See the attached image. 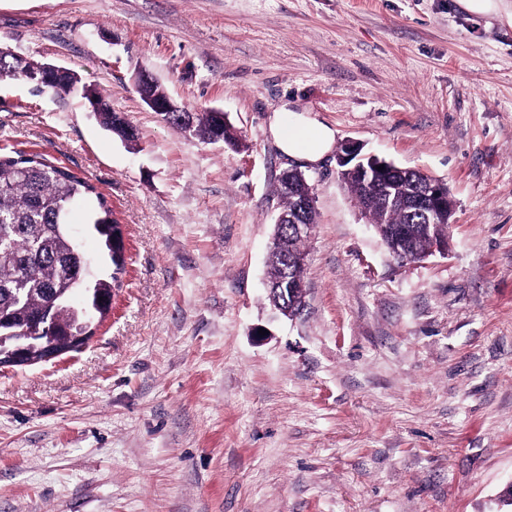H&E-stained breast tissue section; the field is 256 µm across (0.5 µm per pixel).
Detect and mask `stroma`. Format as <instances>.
Here are the masks:
<instances>
[{
    "label": "stroma",
    "instance_id": "obj_1",
    "mask_svg": "<svg viewBox=\"0 0 512 512\" xmlns=\"http://www.w3.org/2000/svg\"><path fill=\"white\" fill-rule=\"evenodd\" d=\"M0 46L96 87L0 80V148L90 181L125 271L80 351L0 368V512H505L512 483V26L456 0H0ZM222 111L239 147L164 123ZM446 181L447 255L391 261L308 167L305 305L266 296L283 103ZM83 88H85V94H82L83 98L86 100L87 104L90 105L93 115L99 120L103 128L126 142H135L137 136L133 138L126 137V130L133 134H136V130L133 128L127 129V125L131 124L125 115L120 112L112 111L109 102L96 88L92 87V96L87 95L89 93L88 86H84Z\"/></svg>",
    "mask_w": 512,
    "mask_h": 512
}]
</instances>
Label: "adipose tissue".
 I'll return each mask as SVG.
<instances>
[{"label":"adipose tissue","instance_id":"1","mask_svg":"<svg viewBox=\"0 0 512 512\" xmlns=\"http://www.w3.org/2000/svg\"><path fill=\"white\" fill-rule=\"evenodd\" d=\"M269 128L283 153L309 165L320 162L336 140L329 126L283 112L272 115Z\"/></svg>","mask_w":512,"mask_h":512}]
</instances>
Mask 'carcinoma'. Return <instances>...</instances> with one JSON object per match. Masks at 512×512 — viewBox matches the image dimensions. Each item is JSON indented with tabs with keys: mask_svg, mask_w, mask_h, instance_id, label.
<instances>
[{
	"mask_svg": "<svg viewBox=\"0 0 512 512\" xmlns=\"http://www.w3.org/2000/svg\"><path fill=\"white\" fill-rule=\"evenodd\" d=\"M41 64L32 63L12 53H0V78L21 76L25 79L39 71ZM78 83L75 74L43 79V88L67 93ZM92 113L103 128L128 142L129 121L124 114L112 111L105 97L93 90L83 95ZM195 135L203 140L236 144L232 127L207 112H187ZM348 192L374 226L380 237L400 227L413 229L407 254L424 253L429 238L448 235V225L426 226L408 206L407 199L415 192L424 176L418 171L398 172L390 176L398 201L392 205L379 202L367 204L368 191L352 172L341 173ZM277 193L281 212L293 214L295 192L288 188V178L279 180ZM89 194L96 196L98 206L89 215V224L101 239L107 254H112V230L118 224L104 196L85 180L56 165L42 154L10 155L0 152V335L6 330L20 331L38 322L43 336H62L66 329L85 320L81 310L68 309L56 295L66 289L76 293L81 288H98L112 297L116 276L95 277L80 266L78 241L67 232L73 208ZM307 236L292 229V224H277L270 251L269 287L286 288L288 280H305V268L295 261L304 252Z\"/></svg>",
	"mask_w": 512,
	"mask_h": 512,
	"instance_id": "obj_1",
	"label": "carcinoma"
}]
</instances>
